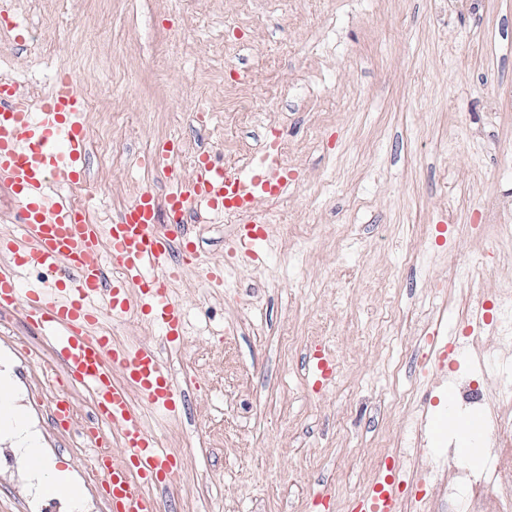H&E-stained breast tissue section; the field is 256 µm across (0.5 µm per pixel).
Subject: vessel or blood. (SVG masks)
Listing matches in <instances>:
<instances>
[{
	"mask_svg": "<svg viewBox=\"0 0 512 512\" xmlns=\"http://www.w3.org/2000/svg\"><path fill=\"white\" fill-rule=\"evenodd\" d=\"M16 100L15 83L1 77L0 180L17 198V233L0 238V252L14 259L0 266V308L21 307L26 322L54 352L63 382L88 390L99 420L91 430L94 443H102L108 432L118 433L123 457L94 458L111 512H161L155 489L173 478V456L157 448L130 393L138 391L166 412L176 410L180 393L154 347H120L94 328L106 309L116 316L147 317L169 341L183 336L185 321L171 286L184 266L199 263L197 245L186 225L160 222L156 199L147 191L108 224L90 223L78 209L49 204L45 190L84 178L88 138L82 96L64 80L38 110L19 108ZM287 186L288 170L273 152L234 174L204 153L190 183H173L167 204L174 212L192 205L211 211L235 208L241 224L233 250L241 263L259 265L265 256L255 243L266 235L259 205ZM20 266L60 269L64 278L52 288L26 286L16 273ZM434 343L446 396L443 417L424 423L426 442L434 444L451 426L462 444L481 440L486 429L481 413L453 420L456 393L448 369L467 354V339L440 332ZM400 509L393 482L383 477L354 505V512Z\"/></svg>",
	"mask_w": 512,
	"mask_h": 512,
	"instance_id": "vessel-or-blood-1",
	"label": "vessel or blood"
}]
</instances>
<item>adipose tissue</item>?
<instances>
[{"label":"adipose tissue","instance_id":"adipose-tissue-1","mask_svg":"<svg viewBox=\"0 0 512 512\" xmlns=\"http://www.w3.org/2000/svg\"><path fill=\"white\" fill-rule=\"evenodd\" d=\"M14 387L8 375L0 374V430L15 435L26 460L40 478L43 493L50 497L68 500L73 512H79L81 497L72 495V482L65 470L47 469L39 443L28 432L26 419L17 411Z\"/></svg>","mask_w":512,"mask_h":512}]
</instances>
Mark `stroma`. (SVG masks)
I'll return each instance as SVG.
<instances>
[{
	"label": "stroma",
	"instance_id": "obj_1",
	"mask_svg": "<svg viewBox=\"0 0 512 512\" xmlns=\"http://www.w3.org/2000/svg\"><path fill=\"white\" fill-rule=\"evenodd\" d=\"M18 28H0V72L20 94L51 93L66 75L97 94L85 120L89 204L118 214L141 191L167 193L140 166L171 146L189 178L195 153L228 155L239 133L201 119L205 94L230 83L255 135L278 128L290 180L265 202L268 258L229 262L236 224H193L203 264L185 268L173 297L186 332L167 342L139 316L103 314L114 342L159 350L181 404L135 407L158 448L178 452L162 512H346L399 467L401 496L424 512L440 502L448 462L415 449L421 418L443 397L426 324L469 338L484 390L500 379L481 358L506 355L494 335L469 333L454 303L497 299L512 285V0H16ZM425 228L429 244L409 243ZM468 262L474 281L454 279ZM224 267L211 287L205 268ZM333 356L337 381L316 384L312 353ZM8 371L49 462L81 482L92 453L72 445L38 404V367ZM0 474V512H19L39 486L13 437Z\"/></svg>",
	"mask_w": 512,
	"mask_h": 512
}]
</instances>
